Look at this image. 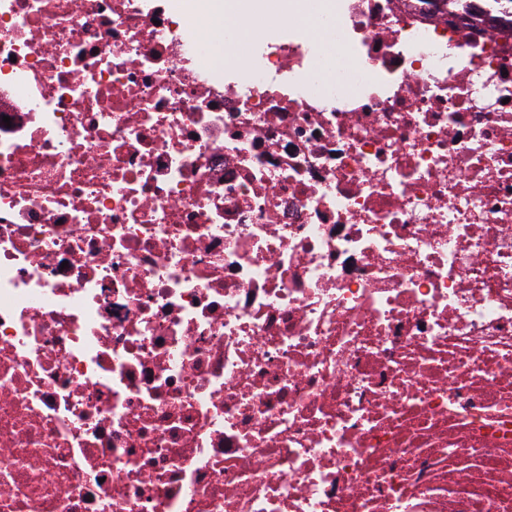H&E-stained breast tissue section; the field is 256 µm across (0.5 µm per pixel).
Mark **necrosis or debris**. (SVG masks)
I'll list each match as a JSON object with an SVG mask.
<instances>
[{"label":"necrosis or debris","instance_id":"obj_1","mask_svg":"<svg viewBox=\"0 0 512 512\" xmlns=\"http://www.w3.org/2000/svg\"><path fill=\"white\" fill-rule=\"evenodd\" d=\"M224 32L0 0V512H512V0Z\"/></svg>","mask_w":512,"mask_h":512}]
</instances>
